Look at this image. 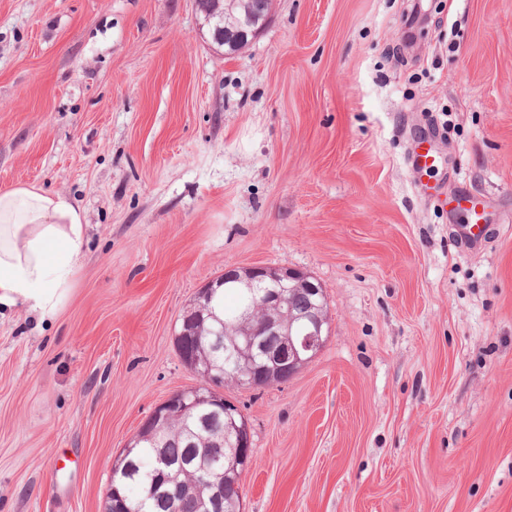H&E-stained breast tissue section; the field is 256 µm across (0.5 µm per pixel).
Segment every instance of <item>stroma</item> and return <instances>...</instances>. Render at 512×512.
<instances>
[{
    "label": "stroma",
    "mask_w": 512,
    "mask_h": 512,
    "mask_svg": "<svg viewBox=\"0 0 512 512\" xmlns=\"http://www.w3.org/2000/svg\"><path fill=\"white\" fill-rule=\"evenodd\" d=\"M25 184L86 240L58 311L0 309V512H104L198 382L183 315L255 265L320 281L328 335L224 388L244 512H512V0H276L230 56L193 0H0V189Z\"/></svg>",
    "instance_id": "stroma-1"
}]
</instances>
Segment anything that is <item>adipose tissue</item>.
<instances>
[{"label":"adipose tissue","instance_id":"obj_1","mask_svg":"<svg viewBox=\"0 0 512 512\" xmlns=\"http://www.w3.org/2000/svg\"><path fill=\"white\" fill-rule=\"evenodd\" d=\"M85 232L65 195L35 185L0 191V306L55 313L72 291Z\"/></svg>","mask_w":512,"mask_h":512}]
</instances>
